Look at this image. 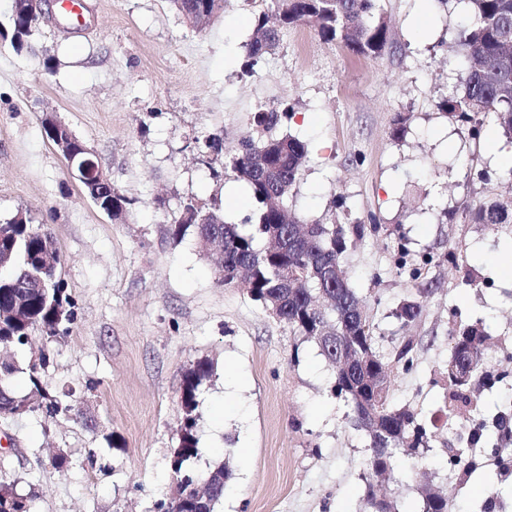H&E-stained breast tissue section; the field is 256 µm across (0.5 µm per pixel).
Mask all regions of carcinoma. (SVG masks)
<instances>
[{
    "mask_svg": "<svg viewBox=\"0 0 512 512\" xmlns=\"http://www.w3.org/2000/svg\"><path fill=\"white\" fill-rule=\"evenodd\" d=\"M379 0H272L271 11H261L254 16L253 37L244 45V66L253 68L279 44L281 28L291 25L311 24L326 41L339 40L354 53L379 56L391 42L387 19L377 8ZM469 5L468 20L459 33L460 63L456 89L439 104L450 119L473 124L480 132L484 118L493 114L504 136L512 143V54L506 45L512 39V0H466ZM178 13L189 24L199 23L223 9L217 0H171ZM11 47L20 53L30 45L31 37L40 27L32 13H23L12 6ZM288 117V107L261 109L254 113L253 127L260 132L277 129ZM204 156L224 155V172L244 183L256 202L253 216L247 219L250 228L224 222L219 210L205 211L193 201L183 206L180 220L172 228L175 239L192 234L200 252L206 256L223 255L218 268L219 282L225 286L241 288L256 302L270 308L278 305L280 320L294 334L315 340L318 331L331 326L336 335L344 338L346 347L353 352L372 358L376 365L390 371L375 350L374 327L369 318L361 319L358 311L365 310V300L349 284L345 254L351 239H360L366 232L363 224H325L319 218L302 219L290 208L298 176L308 157L307 144L297 137L282 135L255 140L249 132L231 153H224V142L213 136L198 143ZM102 211L112 210V219L122 218L128 211L130 200L116 187L112 200L95 202ZM469 220L474 224H511L508 208L497 201H481L468 209ZM277 224L284 236L272 241L271 227ZM0 236V252L11 255L9 262L0 265V303L13 302L18 294L27 299L25 310L18 316L0 321V346L22 348L32 336L49 338L58 334L63 321L72 318L66 309L69 298L57 278V267L39 264L43 230L31 224L8 225ZM334 266L343 279L328 281L320 275L325 266ZM295 276L303 279L296 288H284V281ZM425 288L417 289L414 296L401 300L393 312L399 324L417 321L422 314ZM452 341L451 353L445 370L448 380V405L445 414L452 418L458 403L469 400L467 391L455 387L453 365L460 359L472 365V377L484 373L483 351L490 336L480 319L469 325L453 326L448 330ZM414 342H401L393 362L406 371L414 367ZM20 367L13 359L0 358V414L12 416L20 406L27 412L44 410L57 413L62 403L45 393L40 384L41 371L36 363L27 364L26 373L31 389L24 395L17 394L10 386L11 378ZM212 375V365L197 361L184 375L180 397L183 434L178 449L189 462L198 455L197 395L200 387ZM334 393L350 407L352 414H367L365 407L356 401L354 386L335 374ZM382 420L388 436L374 440L368 437V454L364 460L365 479L394 470L396 457L403 453L412 455L430 447L434 432L418 420L408 407H395L384 401L373 408ZM511 410L499 412L494 427L501 446L486 449L498 460V474L505 482L512 476V429L506 420ZM176 488L187 493L200 486L192 470L178 466L173 470ZM422 512H449V501L431 492H421ZM25 501L26 512H33V498L17 489L15 483L0 482V512L9 508L16 499ZM365 512H396L393 501L368 491Z\"/></svg>",
    "mask_w": 512,
    "mask_h": 512,
    "instance_id": "carcinoma-1",
    "label": "carcinoma"
}]
</instances>
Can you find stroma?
I'll list each match as a JSON object with an SVG mask.
<instances>
[{"mask_svg": "<svg viewBox=\"0 0 512 512\" xmlns=\"http://www.w3.org/2000/svg\"><path fill=\"white\" fill-rule=\"evenodd\" d=\"M268 4L226 0L196 29L170 0H90L84 30L51 14L17 53L11 0H0V224L21 212L52 234L73 312L57 337L34 336L15 354L24 364L49 353L41 384L70 412L0 417V480L32 492L35 512H151L171 498L182 379L201 359L213 372L198 396L190 466L202 475L230 461L216 512H362L370 489L397 512H420L425 484L452 512L480 510L495 459L467 482L449 460L472 445L466 418L512 406V382L495 380L512 371V224H471L464 209L512 205V171L496 161L498 140L438 107L455 82L467 4L380 0L392 46L376 58L291 26L249 75L243 46ZM279 103L291 117L278 135L309 147L290 204L326 223L370 225L346 254L350 284L383 359L414 340L415 366H394L391 401L438 433L370 487L368 439L330 394L332 365L246 292L220 284L193 237L171 235L187 200L219 207L230 224L254 212L244 185L213 173L195 142L214 134L233 148L259 107ZM49 113L130 199L125 219L101 212L70 176L44 133ZM419 262L431 292L403 328L392 312L415 292ZM468 276L477 287L464 285ZM479 318L491 333L487 377L473 383L463 417L448 419V328ZM62 451L72 460L63 471L52 464Z\"/></svg>", "mask_w": 512, "mask_h": 512, "instance_id": "1", "label": "stroma"}]
</instances>
